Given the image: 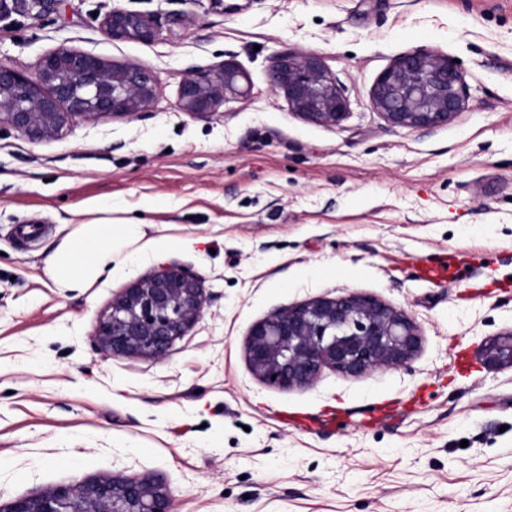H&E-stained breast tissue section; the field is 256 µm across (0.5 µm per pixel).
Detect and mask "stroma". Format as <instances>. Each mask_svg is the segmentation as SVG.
Returning <instances> with one entry per match:
<instances>
[{"instance_id":"35a3bbf8","label":"stroma","mask_w":512,"mask_h":512,"mask_svg":"<svg viewBox=\"0 0 512 512\" xmlns=\"http://www.w3.org/2000/svg\"><path fill=\"white\" fill-rule=\"evenodd\" d=\"M118 8L151 15L155 38L109 37ZM63 47L151 69L156 96L57 138L0 129V503L123 476L165 483L175 512H512V369L479 358L512 330V0H57L0 22L1 64L32 75ZM421 48L457 60L468 93L429 133L370 106ZM288 49L322 57L343 122L272 89ZM229 59L249 95L182 111V80ZM104 216L148 224L156 247L59 294L47 255ZM24 223L43 234L22 242ZM449 254L463 281H425ZM169 260L203 279L198 323L163 360L100 351L113 297ZM348 292L413 316L407 366L289 390L252 373L254 322Z\"/></svg>"}]
</instances>
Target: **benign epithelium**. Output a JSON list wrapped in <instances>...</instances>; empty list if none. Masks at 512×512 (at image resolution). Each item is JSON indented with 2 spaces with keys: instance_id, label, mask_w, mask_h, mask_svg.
I'll return each mask as SVG.
<instances>
[{
  "instance_id": "1",
  "label": "benign epithelium",
  "mask_w": 512,
  "mask_h": 512,
  "mask_svg": "<svg viewBox=\"0 0 512 512\" xmlns=\"http://www.w3.org/2000/svg\"><path fill=\"white\" fill-rule=\"evenodd\" d=\"M56 0H0V20L12 14L39 15ZM114 40L155 37L146 14L117 9L103 20ZM272 86L303 118L338 125L349 114L343 86L313 52L288 50L275 56ZM247 80L232 60L214 75L187 76L179 91L181 109L203 114L229 95H243ZM156 77L147 68L110 65L81 51L60 48L39 61L35 76L0 65V126L32 141L57 137L75 116L133 115L155 98ZM468 95L447 56L417 49L398 57L376 80L371 108L392 127L429 133L461 112ZM207 303L201 277L178 261L162 264L123 288L101 317L95 343L114 357L169 356L176 339L200 319ZM422 336L404 309L377 297L351 292L280 307L249 329L246 358L265 384L280 389L314 384L323 370L364 376L402 367L418 352ZM490 368H512V330L481 348ZM166 484L114 476L81 487L57 485L0 506V512H173Z\"/></svg>"
}]
</instances>
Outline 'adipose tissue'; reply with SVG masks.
I'll return each instance as SVG.
<instances>
[{
	"label": "adipose tissue",
	"mask_w": 512,
	"mask_h": 512,
	"mask_svg": "<svg viewBox=\"0 0 512 512\" xmlns=\"http://www.w3.org/2000/svg\"><path fill=\"white\" fill-rule=\"evenodd\" d=\"M153 248L142 224H115L108 220L83 222L54 247L47 271L59 293L80 292L103 275L111 274L116 250L136 242Z\"/></svg>",
	"instance_id": "obj_1"
}]
</instances>
